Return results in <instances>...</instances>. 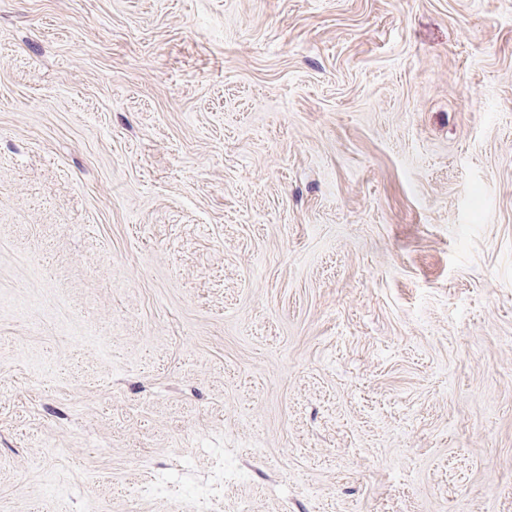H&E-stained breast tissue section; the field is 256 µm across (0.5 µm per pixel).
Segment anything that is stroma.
Wrapping results in <instances>:
<instances>
[{
	"instance_id": "obj_1",
	"label": "stroma",
	"mask_w": 512,
	"mask_h": 512,
	"mask_svg": "<svg viewBox=\"0 0 512 512\" xmlns=\"http://www.w3.org/2000/svg\"><path fill=\"white\" fill-rule=\"evenodd\" d=\"M0 512H512V0H0Z\"/></svg>"
}]
</instances>
